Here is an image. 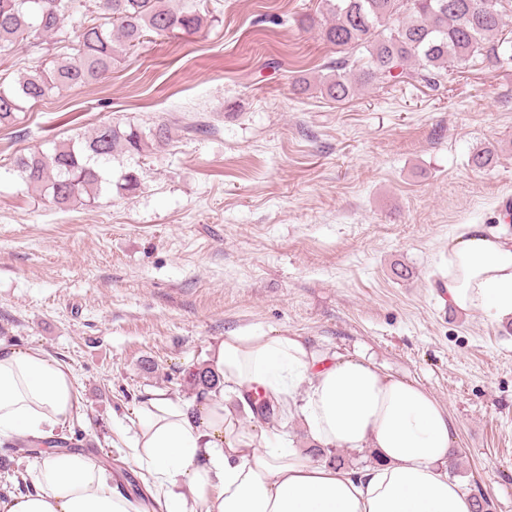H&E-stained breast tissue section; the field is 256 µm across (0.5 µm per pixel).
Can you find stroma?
<instances>
[{"label": "stroma", "instance_id": "1", "mask_svg": "<svg viewBox=\"0 0 512 512\" xmlns=\"http://www.w3.org/2000/svg\"><path fill=\"white\" fill-rule=\"evenodd\" d=\"M203 4L217 20L199 33L145 42L0 130V345L74 370L83 409L59 438L129 494L132 410L157 389L194 403L216 338L261 327L365 356L447 408L462 483L512 512V331L436 289L457 225L512 237V66L334 103L312 86L332 50L302 25L320 0ZM105 121L170 128L113 159L134 193L61 208L28 192L16 155ZM484 146L495 162L474 169Z\"/></svg>", "mask_w": 512, "mask_h": 512}]
</instances>
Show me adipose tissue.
I'll return each instance as SVG.
<instances>
[{"instance_id": "obj_1", "label": "adipose tissue", "mask_w": 512, "mask_h": 512, "mask_svg": "<svg viewBox=\"0 0 512 512\" xmlns=\"http://www.w3.org/2000/svg\"><path fill=\"white\" fill-rule=\"evenodd\" d=\"M442 279L456 309L512 317V239L459 225ZM209 366L221 387L198 403L158 390L132 411L130 457L151 512H471L470 490L449 476L448 411L419 384L264 329L224 334ZM257 391L298 415L320 446L369 448L377 464L318 462L282 432L243 429L234 405ZM81 409L69 366L38 347H0V439L48 441ZM29 475L33 491L0 499V512H141L80 453H45Z\"/></svg>"}]
</instances>
